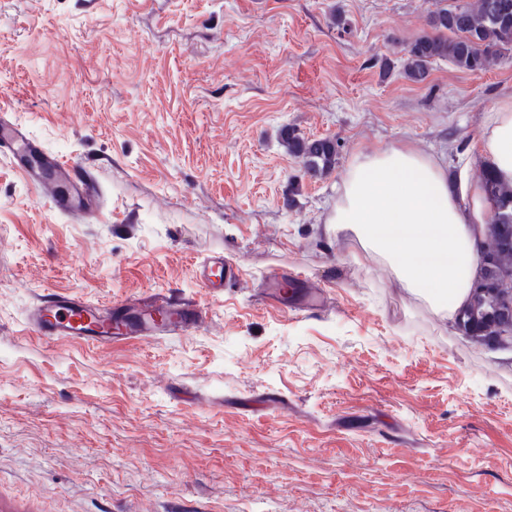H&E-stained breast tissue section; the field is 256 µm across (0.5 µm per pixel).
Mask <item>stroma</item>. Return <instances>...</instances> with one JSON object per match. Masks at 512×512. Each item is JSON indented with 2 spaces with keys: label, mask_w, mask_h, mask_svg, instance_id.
<instances>
[{
  "label": "stroma",
  "mask_w": 512,
  "mask_h": 512,
  "mask_svg": "<svg viewBox=\"0 0 512 512\" xmlns=\"http://www.w3.org/2000/svg\"><path fill=\"white\" fill-rule=\"evenodd\" d=\"M434 8L0 0V113L98 194L57 212L0 156V512H512V347L326 233L354 154L408 144L456 178L512 96V57L399 75ZM288 129L335 141V168L308 175ZM215 253L242 273L220 293L196 277ZM276 268L323 308L278 307ZM55 290L206 321L54 341L25 318Z\"/></svg>",
  "instance_id": "stroma-1"
}]
</instances>
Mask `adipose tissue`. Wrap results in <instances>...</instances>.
Masks as SVG:
<instances>
[{"label": "adipose tissue", "instance_id": "obj_1", "mask_svg": "<svg viewBox=\"0 0 512 512\" xmlns=\"http://www.w3.org/2000/svg\"><path fill=\"white\" fill-rule=\"evenodd\" d=\"M482 140L490 165L512 184V97L486 112ZM491 208L478 183L465 181L453 194L439 161L401 145L352 158L327 222L331 233L358 242L366 257L386 263L404 288L451 319L476 283V242Z\"/></svg>", "mask_w": 512, "mask_h": 512}]
</instances>
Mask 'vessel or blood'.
<instances>
[{"instance_id":"1","label":"vessel or blood","mask_w":512,"mask_h":512,"mask_svg":"<svg viewBox=\"0 0 512 512\" xmlns=\"http://www.w3.org/2000/svg\"><path fill=\"white\" fill-rule=\"evenodd\" d=\"M2 151L11 155L26 178L36 185H44L50 177L65 181L68 193L53 199L55 208L82 210L91 206L95 189L78 178L76 162L45 154L28 130L5 112L0 114ZM196 273L200 283L215 293L241 280L239 269L225 263L220 254L200 262ZM205 318L197 303L163 294L148 295L130 308L122 301L100 305L53 291L30 307L26 325L35 334L56 340L117 343L141 340L161 331L183 334L198 328Z\"/></svg>"}]
</instances>
